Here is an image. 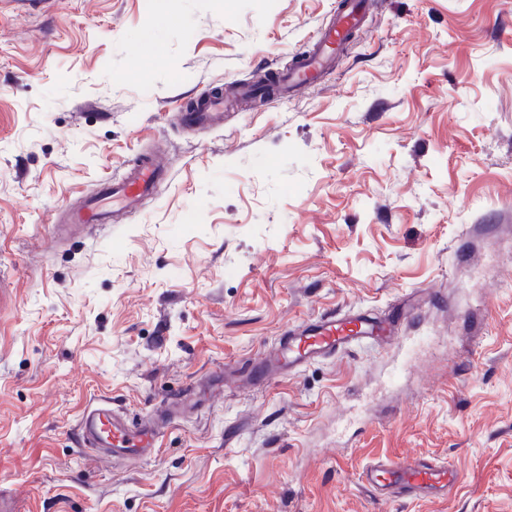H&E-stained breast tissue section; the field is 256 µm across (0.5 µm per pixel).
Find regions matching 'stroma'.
<instances>
[{
  "label": "stroma",
  "instance_id": "obj_1",
  "mask_svg": "<svg viewBox=\"0 0 512 512\" xmlns=\"http://www.w3.org/2000/svg\"><path fill=\"white\" fill-rule=\"evenodd\" d=\"M342 0H0V495L16 512H512V0H373L304 94L187 128L214 84L278 73ZM118 223L48 238L142 154ZM360 312L387 340L247 386L282 332ZM153 454L76 424L214 372ZM445 499L374 502L376 458ZM360 480L375 501H383L447 497L458 475L434 459L413 456L374 461L362 469Z\"/></svg>",
  "mask_w": 512,
  "mask_h": 512
}]
</instances>
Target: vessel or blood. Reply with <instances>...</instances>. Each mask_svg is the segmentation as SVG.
<instances>
[{"label": "vessel or blood", "instance_id": "1", "mask_svg": "<svg viewBox=\"0 0 512 512\" xmlns=\"http://www.w3.org/2000/svg\"><path fill=\"white\" fill-rule=\"evenodd\" d=\"M367 5V0H344L342 8L319 29L312 43L296 55L288 69L278 73L276 98H284L316 83L334 63L337 45L347 42L349 36L364 25ZM251 91L250 82L245 80L238 81L232 88L213 87L194 109L182 113L181 121L188 127L222 124L225 111ZM164 172L161 155L143 156L120 177L107 181L80 208L67 211L69 226L88 228L104 224L112 214L134 209L153 193ZM382 330V324L362 315L351 314L340 320L330 311L314 322L286 331L279 340L275 357L262 358L259 368L265 373H292L316 359L374 341ZM78 430L84 447L114 460L149 455L158 448L161 437V430L153 421L130 423L105 400L87 406ZM360 480L374 500L383 501L445 497L453 490L458 476L434 459L413 456L372 462L362 469Z\"/></svg>", "mask_w": 512, "mask_h": 512}]
</instances>
